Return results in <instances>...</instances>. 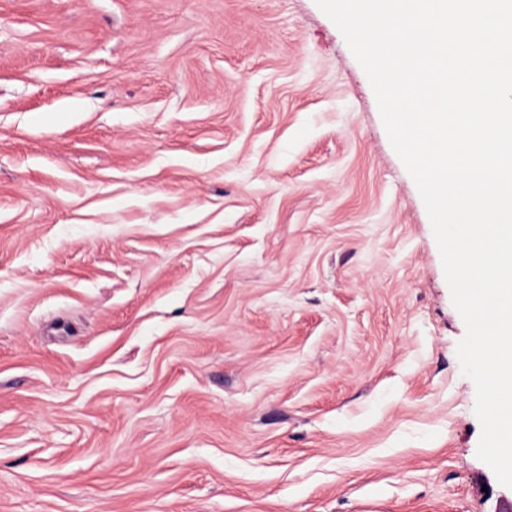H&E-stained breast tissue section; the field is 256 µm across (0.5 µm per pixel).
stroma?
I'll list each match as a JSON object with an SVG mask.
<instances>
[{
	"instance_id": "stroma-1",
	"label": "stroma",
	"mask_w": 512,
	"mask_h": 512,
	"mask_svg": "<svg viewBox=\"0 0 512 512\" xmlns=\"http://www.w3.org/2000/svg\"><path fill=\"white\" fill-rule=\"evenodd\" d=\"M465 331L316 0H0V512H503Z\"/></svg>"
}]
</instances>
